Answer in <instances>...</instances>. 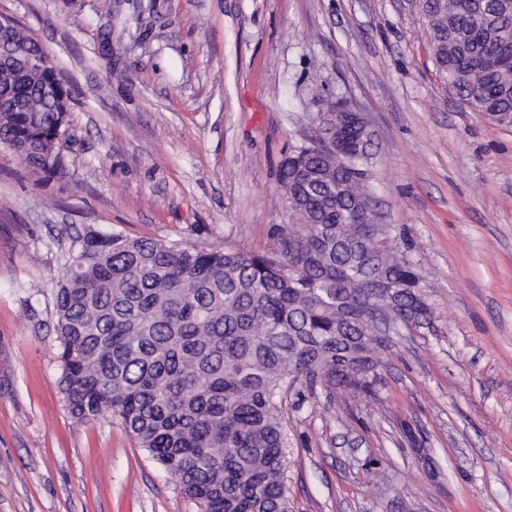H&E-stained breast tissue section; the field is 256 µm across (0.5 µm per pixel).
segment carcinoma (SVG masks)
<instances>
[{
    "mask_svg": "<svg viewBox=\"0 0 512 512\" xmlns=\"http://www.w3.org/2000/svg\"><path fill=\"white\" fill-rule=\"evenodd\" d=\"M439 75L472 111L512 126V3L425 0ZM43 80L13 84L31 98ZM69 112H0V142L62 178ZM341 156L302 144L279 169L296 223L263 253L76 231L55 304L71 416L119 418L201 512H291L293 447L283 401L373 398L390 338L429 321L420 277L375 244L372 207L352 176L369 157L338 116Z\"/></svg>",
    "mask_w": 512,
    "mask_h": 512,
    "instance_id": "obj_1",
    "label": "carcinoma"
}]
</instances>
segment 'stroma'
Listing matches in <instances>:
<instances>
[{
    "instance_id": "1",
    "label": "stroma",
    "mask_w": 512,
    "mask_h": 512,
    "mask_svg": "<svg viewBox=\"0 0 512 512\" xmlns=\"http://www.w3.org/2000/svg\"><path fill=\"white\" fill-rule=\"evenodd\" d=\"M71 95L67 177L0 145V512H201L120 420L60 391L72 228L248 252L292 216L288 153L341 100L429 324L376 398L284 418L293 512H512V127L465 107L414 0H0Z\"/></svg>"
}]
</instances>
